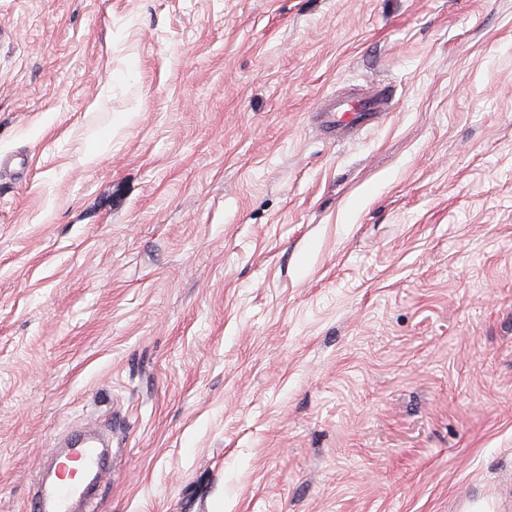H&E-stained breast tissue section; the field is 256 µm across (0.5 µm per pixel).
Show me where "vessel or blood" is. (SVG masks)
Listing matches in <instances>:
<instances>
[{"label":"vessel or blood","instance_id":"obj_1","mask_svg":"<svg viewBox=\"0 0 512 512\" xmlns=\"http://www.w3.org/2000/svg\"><path fill=\"white\" fill-rule=\"evenodd\" d=\"M392 106L393 95L386 88L355 96L325 112V127L332 135L363 128ZM106 445L95 433L67 436L54 458V480L41 482L33 492L32 512H73L77 503L89 498L92 487L109 472L102 452Z\"/></svg>","mask_w":512,"mask_h":512}]
</instances>
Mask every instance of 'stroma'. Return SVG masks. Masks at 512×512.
Masks as SVG:
<instances>
[{
	"label": "stroma",
	"mask_w": 512,
	"mask_h": 512,
	"mask_svg": "<svg viewBox=\"0 0 512 512\" xmlns=\"http://www.w3.org/2000/svg\"><path fill=\"white\" fill-rule=\"evenodd\" d=\"M69 425L94 512H512V0H0V512ZM393 107V95L388 88H381L367 95L355 96L324 112L325 128L332 137L355 128H364L375 122L381 112Z\"/></svg>",
	"instance_id": "obj_1"
}]
</instances>
